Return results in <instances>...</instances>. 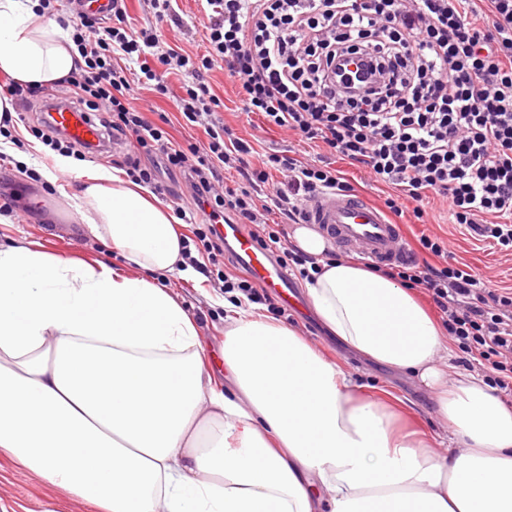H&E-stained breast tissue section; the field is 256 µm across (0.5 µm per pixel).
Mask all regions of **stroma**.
<instances>
[{"label":"stroma","instance_id":"obj_1","mask_svg":"<svg viewBox=\"0 0 512 512\" xmlns=\"http://www.w3.org/2000/svg\"><path fill=\"white\" fill-rule=\"evenodd\" d=\"M178 21H159L153 16L147 0H126L129 17L136 24L154 27L162 34L165 45L196 54L204 52L206 40L202 18L203 0H178ZM211 94L222 103L221 111L227 124L235 128L239 137L250 138L253 129L245 117L239 116L241 102L237 86L225 76L221 68H214L208 77ZM183 79L178 75L167 78L168 94L142 89V96L153 106L150 120L159 115L170 119L166 130L176 141L187 138L205 140L202 128L185 125L175 107L174 97L181 92ZM52 189L30 179L28 173L16 164L14 157L0 156V204L12 206L5 221L0 222V242L24 238L37 243L50 254L74 258L95 257L112 261L113 255L102 249L87 227L69 221L65 211V196L73 192L76 183L72 169L56 172ZM404 236L418 260H426L418 239L427 234L448 241L457 261L468 264L476 274L493 288L512 289V254H505L493 241L475 239L462 224H453L442 203H431L424 221H417L412 213L400 218ZM164 284L177 296L190 316L197 322L206 356L221 353L224 343V308L217 304L219 289L211 287L204 275L184 280L167 276ZM288 325L302 335L331 362L340 365L367 393L380 395L388 392L400 398L405 411L428 433L438 435L442 429L434 415V402L427 389L415 378L380 366L370 359L354 354L351 349L309 312L306 305L289 310ZM0 505L9 512H94L87 503L67 496L61 490L45 484L37 475L15 469L0 458Z\"/></svg>","mask_w":512,"mask_h":512}]
</instances>
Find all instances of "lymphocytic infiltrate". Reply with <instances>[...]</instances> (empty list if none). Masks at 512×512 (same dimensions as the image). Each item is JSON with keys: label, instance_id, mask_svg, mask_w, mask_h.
Returning <instances> with one entry per match:
<instances>
[{"label": "lymphocytic infiltrate", "instance_id": "lymphocytic-infiltrate-1", "mask_svg": "<svg viewBox=\"0 0 512 512\" xmlns=\"http://www.w3.org/2000/svg\"><path fill=\"white\" fill-rule=\"evenodd\" d=\"M204 53L160 50L156 29L135 27L125 0H111L103 21L76 11L73 38L85 65L67 84L87 118L104 130L99 144L70 140L51 112L62 98L42 86L7 84L6 94L43 102L31 131L64 157L112 155L113 138L132 150L117 165L134 184L167 195L160 173H182L189 198L212 220L198 238L209 259L224 254L217 219L248 227L281 267L308 278L306 255L290 248L268 216L279 212L308 223L306 204L318 195L349 191L340 170L322 156L257 154L218 110L207 77L214 67L238 86L243 115L265 126L322 144L365 168L391 188L385 206L402 215L414 202L440 197L452 223L512 249V0H205ZM155 55L159 65L146 58ZM187 76L176 107L187 125L203 126L205 143H172L148 121L138 90L168 88L162 73ZM245 179L224 183L225 170ZM266 185L264 196L250 185ZM420 244L441 265L416 259L385 275L423 289L466 366L488 371L492 388L512 396V292L490 288L461 262L447 261L438 237Z\"/></svg>", "mask_w": 512, "mask_h": 512}]
</instances>
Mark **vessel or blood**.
<instances>
[{"instance_id": "b4317fda", "label": "vessel or blood", "mask_w": 512, "mask_h": 512, "mask_svg": "<svg viewBox=\"0 0 512 512\" xmlns=\"http://www.w3.org/2000/svg\"><path fill=\"white\" fill-rule=\"evenodd\" d=\"M52 121L71 139L93 145L101 138L100 127L86 120L75 106L54 110ZM307 211L311 223L330 235L339 247L355 250L368 261L398 263L409 256L400 225L380 208L356 195L347 192L323 194L308 203ZM221 231L226 243L241 258L251 279L278 296L284 304H293L294 298L288 291V273L273 261L269 252L258 248L239 225L225 224Z\"/></svg>"}]
</instances>
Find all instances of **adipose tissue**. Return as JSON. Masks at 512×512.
<instances>
[{
    "label": "adipose tissue",
    "instance_id": "obj_1",
    "mask_svg": "<svg viewBox=\"0 0 512 512\" xmlns=\"http://www.w3.org/2000/svg\"><path fill=\"white\" fill-rule=\"evenodd\" d=\"M81 56L44 0H0V76L45 85ZM69 206L127 266L0 244V456L98 512H512V406L481 374L449 375L448 334L397 280L328 259L310 311L351 349L429 389L445 447L399 426L300 333L224 304L232 395H216L199 330L157 277H192L170 206L125 173L77 169Z\"/></svg>",
    "mask_w": 512,
    "mask_h": 512
}]
</instances>
